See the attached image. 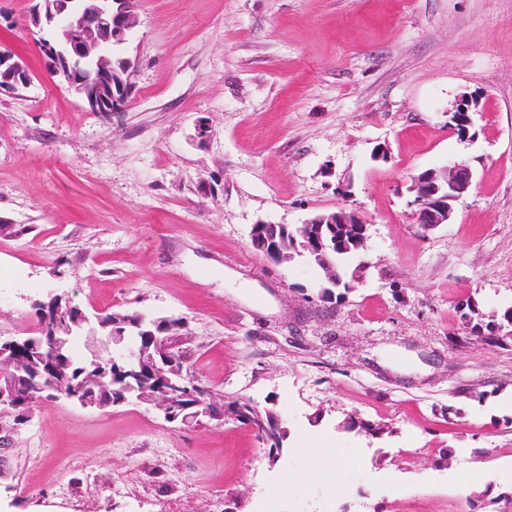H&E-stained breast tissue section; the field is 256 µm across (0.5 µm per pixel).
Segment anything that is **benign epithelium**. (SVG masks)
Masks as SVG:
<instances>
[{"mask_svg": "<svg viewBox=\"0 0 512 512\" xmlns=\"http://www.w3.org/2000/svg\"><path fill=\"white\" fill-rule=\"evenodd\" d=\"M137 0H37L25 20L28 30L47 31L50 36L40 37L38 46L45 58L46 73L64 82L92 112H115L128 99L125 87L131 83L135 62L129 58L112 60V48L126 44L136 26ZM30 84V74L21 58L0 50V93H14ZM473 171L463 162H456L439 171L427 170L413 177L408 192L413 194L417 223L434 227L448 224L454 215V203L467 194L473 185ZM310 224H361V216L353 209L340 208L328 214H318L308 220ZM273 225L263 223L252 234L253 247L274 262L285 261L288 255L279 252L272 234ZM60 311L46 314L36 335L4 343L3 350L46 342L58 333ZM163 361L177 358L185 351L188 337L161 330L156 337ZM123 364L130 368L124 396L119 403L129 400L134 391L137 370L144 364L139 352L128 351ZM165 398L154 405L170 422L191 425L182 401L199 395L210 396L201 390L196 378L190 374L166 380ZM43 388L35 386L20 399L10 385H0V407L23 410L33 402L45 399Z\"/></svg>", "mask_w": 512, "mask_h": 512, "instance_id": "1", "label": "benign epithelium"}]
</instances>
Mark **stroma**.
Here are the masks:
<instances>
[{
    "instance_id": "stroma-1",
    "label": "stroma",
    "mask_w": 512,
    "mask_h": 512,
    "mask_svg": "<svg viewBox=\"0 0 512 512\" xmlns=\"http://www.w3.org/2000/svg\"><path fill=\"white\" fill-rule=\"evenodd\" d=\"M30 5L0 0V49L32 76L0 93V342L50 294L182 316L191 374L288 435L274 462L229 413L186 428L44 400L25 426L0 416V512H495L512 335L480 344L456 305L512 306V0H139L109 113L47 76ZM465 96L469 140L448 128ZM455 162L471 191L424 229L407 185ZM340 207L368 228L353 290L321 299L314 263L251 244L253 224ZM477 466L488 488L464 487Z\"/></svg>"
}]
</instances>
